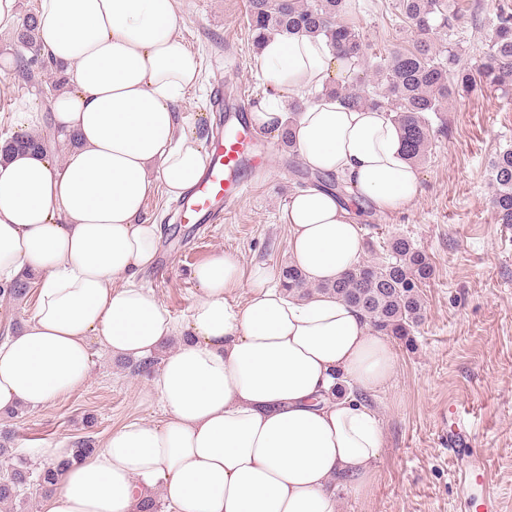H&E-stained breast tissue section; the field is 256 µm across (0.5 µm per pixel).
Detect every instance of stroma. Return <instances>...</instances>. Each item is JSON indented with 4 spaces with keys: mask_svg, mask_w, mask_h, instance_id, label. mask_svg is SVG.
Returning a JSON list of instances; mask_svg holds the SVG:
<instances>
[{
    "mask_svg": "<svg viewBox=\"0 0 512 512\" xmlns=\"http://www.w3.org/2000/svg\"><path fill=\"white\" fill-rule=\"evenodd\" d=\"M397 0H359L344 21L356 27L378 55L411 46V30ZM464 18L441 33L438 48L456 43L461 61L480 65L492 30L491 18L511 12L512 0H458ZM179 33L203 68L201 90L189 92L177 110L185 132L210 148L219 113L210 101L216 86L225 95L242 90L251 110L269 89L248 23V0H177ZM434 132L418 162L420 190L403 207L367 210L358 219L363 241L382 248L392 236L409 238L431 259L434 274L421 289L424 319L414 342H395L393 379L368 394L377 409L384 448L377 480L364 496L341 488L338 512H455L457 485L442 430L450 406L465 412L476 447L487 457V486L500 512H512V229L497 224L490 207L491 164L512 144V99L497 92L471 96L432 119ZM242 173L246 190L220 224L177 223L173 199L157 190L144 217L163 227L155 268L143 281L186 322L200 290L193 269L219 252L234 253L243 267L263 262L273 271L288 265L284 207L311 186L298 152L280 137L264 133ZM85 384L36 411L0 416V430L13 433L15 455L42 461L40 447L92 437L95 443L128 421L160 422L165 415L146 396L149 378L134 374L122 358L92 348Z\"/></svg>",
    "mask_w": 512,
    "mask_h": 512,
    "instance_id": "stroma-1",
    "label": "stroma"
}]
</instances>
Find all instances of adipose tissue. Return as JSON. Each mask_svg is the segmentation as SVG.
<instances>
[{
    "label": "adipose tissue",
    "mask_w": 512,
    "mask_h": 512,
    "mask_svg": "<svg viewBox=\"0 0 512 512\" xmlns=\"http://www.w3.org/2000/svg\"><path fill=\"white\" fill-rule=\"evenodd\" d=\"M38 20L45 56L70 65L71 80L47 108L9 83L0 99L12 101L16 131L49 118L69 145L59 159L18 150L0 163V287L39 276L33 315L0 342V412L81 387L96 343L135 362L163 353L150 390L167 414L122 425L81 459L64 441L42 449L64 469L41 512H138L156 498L170 512H337L340 486L367 494L384 441L365 396L394 375L391 342L344 301L286 295L265 265L246 270L226 252L194 269L186 324L141 281L162 235L142 217L146 198L182 196L205 160L176 110L202 74L176 0H39ZM261 60L272 92L253 108L256 127H292L304 166L377 210L417 196L389 112L329 93L353 64L325 36L270 35ZM357 219L319 188L291 197L288 252L311 283L360 261Z\"/></svg>",
    "instance_id": "adipose-tissue-1"
}]
</instances>
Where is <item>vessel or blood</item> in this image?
<instances>
[{"label": "vessel or blood", "mask_w": 512, "mask_h": 512, "mask_svg": "<svg viewBox=\"0 0 512 512\" xmlns=\"http://www.w3.org/2000/svg\"><path fill=\"white\" fill-rule=\"evenodd\" d=\"M259 135L243 114L227 115L224 129L215 138L212 150L205 157V167L199 180L179 200L180 217L189 224H218L224 213L242 193L240 172L247 165V149ZM448 453L454 465L459 486L458 512H499L493 495L474 497L470 488L483 481L486 460L474 448L469 427L456 422L448 428Z\"/></svg>", "instance_id": "b4317fda"}]
</instances>
